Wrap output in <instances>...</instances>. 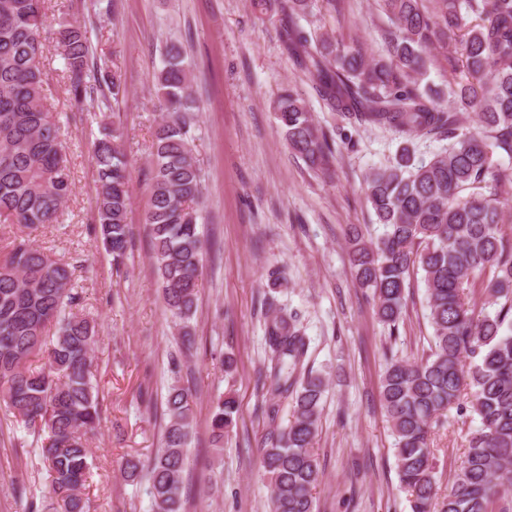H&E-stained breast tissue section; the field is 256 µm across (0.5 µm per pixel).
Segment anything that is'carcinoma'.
Returning a JSON list of instances; mask_svg holds the SVG:
<instances>
[{
	"label": "carcinoma",
	"mask_w": 512,
	"mask_h": 512,
	"mask_svg": "<svg viewBox=\"0 0 512 512\" xmlns=\"http://www.w3.org/2000/svg\"><path fill=\"white\" fill-rule=\"evenodd\" d=\"M382 2L395 30L380 60L299 29L291 18L307 12L311 0H288L282 37L332 109L403 139L389 164L364 176L366 200L384 232L373 238L354 224L345 232L356 283L370 291L390 333L398 330L412 275H421L426 291L430 354L419 361L391 359L382 379L400 486L412 512H431L437 479L430 429L466 394L478 426L442 512H490L494 500L512 498V237L503 230L501 200L512 190V171L494 160L498 152L512 156V0H434L432 12L423 0ZM44 25L45 0H0V224L31 232L56 223L73 191L61 127L44 93ZM436 43L452 47L465 70L448 81L444 96L422 84ZM57 45L73 100L106 91L115 102L125 96L121 74L97 63L86 26L60 25ZM157 85L164 118L154 133L146 223L163 299L190 347L202 275L197 218L203 185L188 120L194 107L189 64L180 45L166 46ZM274 112L289 149L308 168L329 170L334 139L314 124L299 93L282 91ZM419 134L442 137L448 147L419 161L408 145ZM121 138L118 126H105L91 144L98 236L118 265L130 234L129 162ZM75 270L28 236L15 239L0 257V401L40 441L54 512H88L87 435L101 423L95 322L72 312ZM483 274L487 307L477 311L466 289ZM53 323L57 331L50 338ZM265 337L270 357L261 412L274 429L259 452L273 512H315L320 463L313 443L325 383L305 366L307 342L297 315L274 312ZM37 354L46 362L33 368L29 361ZM288 400L292 419L281 428L276 420ZM165 406L163 448L146 460L125 459L121 471L132 482L147 472L155 512H183L192 389L175 380ZM237 412L234 398L217 400L211 421L217 447Z\"/></svg>",
	"instance_id": "carcinoma-1"
}]
</instances>
